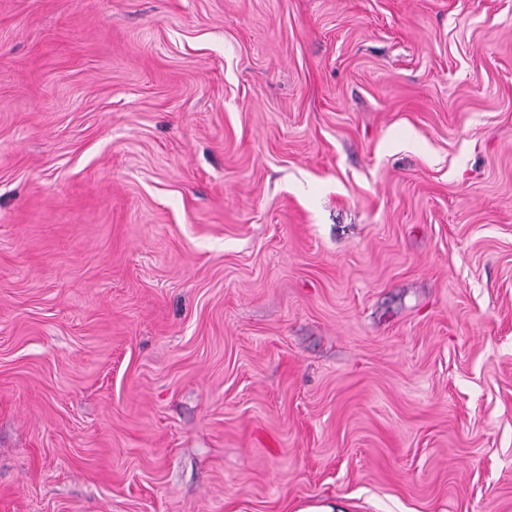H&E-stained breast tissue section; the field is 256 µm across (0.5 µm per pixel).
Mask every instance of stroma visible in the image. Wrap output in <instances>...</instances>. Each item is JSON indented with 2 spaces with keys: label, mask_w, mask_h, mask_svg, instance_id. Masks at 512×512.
Returning <instances> with one entry per match:
<instances>
[{
  "label": "stroma",
  "mask_w": 512,
  "mask_h": 512,
  "mask_svg": "<svg viewBox=\"0 0 512 512\" xmlns=\"http://www.w3.org/2000/svg\"><path fill=\"white\" fill-rule=\"evenodd\" d=\"M512 512V0H0V512Z\"/></svg>",
  "instance_id": "35a3bbf8"
}]
</instances>
